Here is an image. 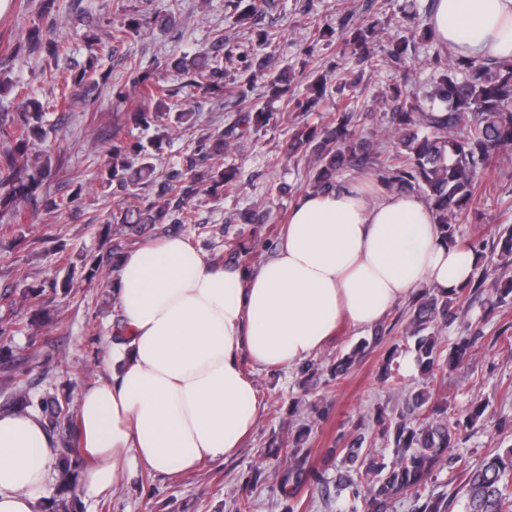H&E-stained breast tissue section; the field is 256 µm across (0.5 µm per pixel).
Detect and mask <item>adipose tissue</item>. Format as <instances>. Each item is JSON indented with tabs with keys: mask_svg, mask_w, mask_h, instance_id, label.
<instances>
[{
	"mask_svg": "<svg viewBox=\"0 0 512 512\" xmlns=\"http://www.w3.org/2000/svg\"><path fill=\"white\" fill-rule=\"evenodd\" d=\"M430 23L456 55L512 57V0H435ZM482 261L444 240L418 196L352 183L301 194L274 252L250 270L213 264L181 235L125 253L110 279L123 336L111 377L77 399L93 460L78 493L235 455L258 422L244 362L297 366L422 288L457 293ZM54 461L38 414L0 413V512H39Z\"/></svg>",
	"mask_w": 512,
	"mask_h": 512,
	"instance_id": "ef3b65f1",
	"label": "adipose tissue"
}]
</instances>
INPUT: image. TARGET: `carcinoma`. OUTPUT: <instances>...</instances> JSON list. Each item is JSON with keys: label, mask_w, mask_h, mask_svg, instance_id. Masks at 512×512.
Returning <instances> with one entry per match:
<instances>
[{"label": "carcinoma", "mask_w": 512, "mask_h": 512, "mask_svg": "<svg viewBox=\"0 0 512 512\" xmlns=\"http://www.w3.org/2000/svg\"><path fill=\"white\" fill-rule=\"evenodd\" d=\"M241 24L259 25L262 14L274 3L264 0L262 9L252 5L241 7L243 0H230ZM380 21L361 23L341 33L345 45L358 63L370 62L380 53L391 64L405 68L413 62L411 44L433 42L432 27H422L409 37L393 38L385 45H377V27ZM140 27L134 18L119 30L100 36H87L89 55L82 70L65 81L81 86L97 72V59L103 46L122 41ZM20 46L39 52L51 59L59 56L60 44L43 37L34 28ZM267 42L257 40L258 52L247 66L249 71L240 92V109L235 122L221 135L203 137L197 141L198 154L217 157L230 151L238 140L264 129L272 113L266 104L249 97L257 85H262L272 97L288 93L293 80L292 71L276 67L272 57L263 52ZM177 68L190 77L188 85L195 87L206 82L211 93L224 89V69L217 56L207 53L183 56L176 61ZM435 75L431 90L420 97L407 84L395 85L383 100L385 116L392 131L393 152L385 163L378 162L374 145H356V134L365 120L352 98L343 96L345 86L329 85L328 74H319L308 87V94L290 98L288 110L304 117L328 106L327 120L319 125L302 121L297 125L288 143L287 156L308 155L309 182L316 190L330 189L348 175L374 176L377 184L387 191H405L424 198L433 213L441 233L456 240L457 226L469 221L479 211L487 193L489 171L495 170L500 155L512 150V60L477 59L450 56L448 63L435 61ZM135 86L144 85L145 109L131 114L136 127L150 128L167 119L172 109L167 102L169 94L160 83L145 84V78L132 79ZM40 149H34V146ZM54 146L49 142V130L44 124L43 105L35 98H27L21 111L0 113V207L18 210L27 205L42 206L47 211L57 207L38 194L44 180L52 173ZM156 167L145 147L129 143L123 138L112 139L103 163L97 172L98 180L110 187L115 185L125 196L112 211L107 223L124 226L131 222L141 228L158 224L184 225L192 221L190 203L201 193L216 196L224 185L236 180L238 168L211 165L190 169L191 175L174 169L160 182L155 201L141 207L138 187L154 182ZM269 212L256 209L232 213L224 225V236L230 239L224 262H233L251 268L260 257V250L272 245L266 235ZM491 247L501 263H512V225L498 227L489 245L473 243L466 249L476 252ZM492 293L486 312L512 304V277L500 271V263H484L476 269L469 285L450 296L435 288L416 294L409 310L407 323L401 335L415 339V363L426 379V386L405 389L392 373L391 365L396 351L387 355L381 374L383 381L393 389L407 392L408 416L394 421L379 410L372 417L373 429L381 439L393 445L396 459L388 465L379 455L365 448L368 432L359 426L348 439L328 449L325 459L339 458L348 464L339 476L336 490H347L353 500L362 502L363 512H389L394 500L406 495L411 500L412 512H448V494L427 491L429 482L443 468L448 450L467 441L474 425L483 417L488 403H475L471 410L453 423L443 420L447 412L433 397L429 383L438 379L445 369H455L481 338L478 325L470 323L462 333L444 344L438 338V327L453 324L461 304L472 294ZM395 326L379 327L372 340L362 339L353 348L333 361L330 372L334 380L345 378L355 362L370 344L381 342ZM0 372L4 385L14 379L15 360L8 348H0ZM12 404L20 409L33 408L40 413L49 431L60 434V481L64 488L75 492L71 477L77 423L70 414L72 395L60 399L47 395L33 400L23 390L11 395ZM311 426L300 425L288 439L274 436L267 443L265 456L272 460L277 478L280 512H300L303 507L300 492L308 483L310 473L304 466V447ZM464 512H512V448L485 458L479 465L464 469Z\"/></svg>", "instance_id": "cac0c4a2"}]
</instances>
